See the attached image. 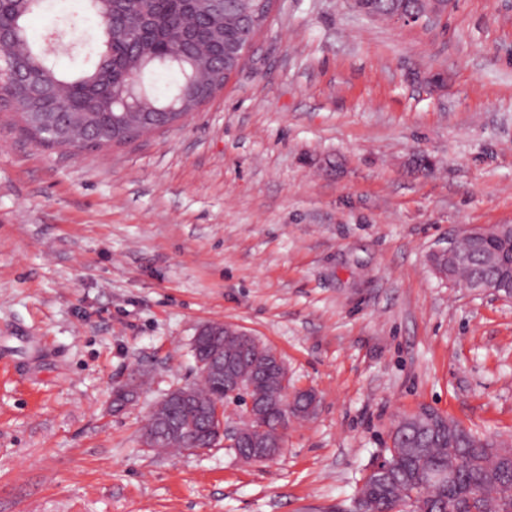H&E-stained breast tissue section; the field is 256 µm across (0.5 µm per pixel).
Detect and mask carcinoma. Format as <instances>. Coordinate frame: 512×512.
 <instances>
[{
    "label": "carcinoma",
    "mask_w": 512,
    "mask_h": 512,
    "mask_svg": "<svg viewBox=\"0 0 512 512\" xmlns=\"http://www.w3.org/2000/svg\"><path fill=\"white\" fill-rule=\"evenodd\" d=\"M49 0H7L0 8V24L16 33L14 50L25 56L28 71L37 77L49 68V51L31 34L30 20L47 11ZM258 0H224V12L210 8L209 0H85V10L99 20L101 37L97 61L72 77L56 76L66 91L65 113L59 129L47 133L38 117L43 106L25 95V86L9 82L3 93L14 96L25 130L47 147L99 148L124 144L144 133L142 113L127 112L114 103L124 96L126 73L141 69L153 77L148 101L158 110L152 115L160 129L181 120L224 81L221 70L202 68L195 51L173 49L172 29L182 17L224 34L228 43L248 39L245 20L255 14ZM379 17L393 19L419 10L415 0H369ZM484 249L467 266L444 255L429 262L437 277L471 289L481 280L503 275L497 257L512 255V227L495 226L480 233ZM195 350L205 359L231 356V375L238 380L236 394L214 376L191 386L193 406L171 407L157 402L144 429L153 437V450L167 448H213L222 439L206 410L212 404L248 406L249 422L235 452L246 462H259L269 447L271 431L283 417L280 401L292 386L286 365L275 364V352L254 336H239L224 327L219 336L196 340ZM488 438L463 431L448 417L435 413L433 422L416 416L401 418L386 448V470L364 477L356 493L365 500V512H512V466L501 467L487 451ZM457 469L448 482V467Z\"/></svg>",
    "instance_id": "obj_1"
}]
</instances>
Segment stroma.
Returning a JSON list of instances; mask_svg holds the SVG:
<instances>
[{
	"label": "stroma",
	"mask_w": 512,
	"mask_h": 512,
	"mask_svg": "<svg viewBox=\"0 0 512 512\" xmlns=\"http://www.w3.org/2000/svg\"><path fill=\"white\" fill-rule=\"evenodd\" d=\"M497 224L512 0L427 23L276 0L223 89L124 145L47 148L0 104V512H352L398 416L512 441V299L429 263ZM208 323L320 399L273 461L141 443L162 395L198 382Z\"/></svg>",
	"instance_id": "35a3bbf8"
}]
</instances>
